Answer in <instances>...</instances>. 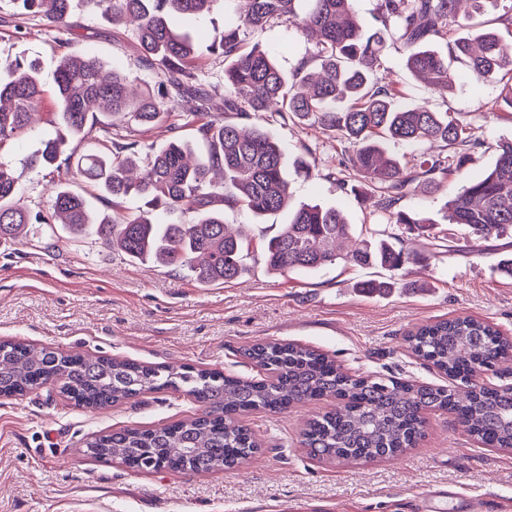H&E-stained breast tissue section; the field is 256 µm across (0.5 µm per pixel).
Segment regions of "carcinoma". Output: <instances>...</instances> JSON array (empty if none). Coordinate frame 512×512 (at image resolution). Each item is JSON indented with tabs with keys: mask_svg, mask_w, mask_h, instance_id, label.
<instances>
[{
	"mask_svg": "<svg viewBox=\"0 0 512 512\" xmlns=\"http://www.w3.org/2000/svg\"><path fill=\"white\" fill-rule=\"evenodd\" d=\"M20 18L37 17L63 29L69 24L70 0H13ZM95 13L125 19L133 27L143 67L157 71L159 81L139 92L129 78L106 70L95 56L60 58L55 77L54 109L67 133L76 138L104 117L111 122L154 125L164 106L176 95L204 104L210 91L191 71L202 55L185 35L174 33L175 15L204 16L218 0H83ZM248 10L236 14L222 38L205 47L228 61L224 68V111L245 115L268 113L271 120L311 121L334 130L352 145L345 166L361 180L358 196L369 202L388 224H426L428 220L397 208L412 189H440L448 175L465 166L468 151L478 145L469 128L446 112L426 107L402 108L388 86L369 82L382 65L385 36L394 33L408 51L410 72L434 87L448 82V65L465 63L466 72L488 78L512 75V40L493 31L448 40L451 31L473 26L474 14L500 0H470L471 12L459 15L461 0H378L371 27L352 9V0H308L298 17L300 0H247ZM273 20L298 22L304 33L317 34L311 58L299 63L289 77L277 56L259 45L243 49V36ZM448 43V54L431 47ZM44 90L36 63L24 57L0 59V145L18 139L41 109ZM207 153L187 161L191 148L173 142L157 153L141 154L129 146L117 152L91 153L71 164L65 140L44 142L29 160L32 167L65 169L114 198L136 197L143 206L118 220L99 217L86 199L60 183L48 207L29 209L12 172L0 164V244L27 236L31 224H60L72 237L94 236L101 244L135 262L187 268L201 286L229 282L250 270V242L229 230L224 212L211 206L210 172L224 169V206L256 218L288 209V161L263 126L242 129L233 123L206 122L198 127ZM429 144L439 152H423L411 166L385 157L383 142ZM190 215L187 222L159 224L154 211ZM446 218L471 237L488 239L512 231V141L498 146L492 168L462 186L446 203ZM352 225L342 212L318 204L288 213V223L264 245L267 267L278 273L317 272L340 260L359 266L400 270L418 254L399 246L400 239L359 241L351 253L337 251L351 237ZM409 347L421 360L449 377L467 383L477 368L507 360L512 342L490 324L456 317L423 325L408 336ZM0 395L22 396L45 385L83 408L102 409L161 389L184 391L204 406V415L149 428H131L94 436L87 454L97 461L117 460L139 467L142 449L154 451L157 464L175 471L206 472L232 469L258 443L241 416L258 409L279 414L299 402L328 395L345 398L343 409L310 421L305 444L314 453L347 458H382L415 445L422 426L421 411L446 408L470 435L490 448H512V391L475 386L460 402L443 388L385 378H353L326 354L297 343L266 342L247 352L273 377L253 381L212 369L144 365L35 347L0 340ZM197 448L188 456L184 449Z\"/></svg>",
	"mask_w": 512,
	"mask_h": 512,
	"instance_id": "carcinoma-1",
	"label": "carcinoma"
}]
</instances>
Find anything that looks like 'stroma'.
I'll return each mask as SVG.
<instances>
[{
	"mask_svg": "<svg viewBox=\"0 0 512 512\" xmlns=\"http://www.w3.org/2000/svg\"><path fill=\"white\" fill-rule=\"evenodd\" d=\"M234 18L217 0L211 12L175 24L204 46ZM70 27L59 30L38 19L15 34L10 0H0V58L24 54L40 64L45 87H53L61 54H95L105 65L154 84L156 72L139 63L131 26L89 12L71 0ZM247 44L276 52L285 73L310 57L313 45L295 26L272 23L251 32ZM375 80L395 87L404 107L425 105L457 117L478 145L461 173L449 175L433 194L408 193L399 206L433 221L429 235L385 225L383 217L339 180L348 178L343 144L335 133L291 119L267 123L289 160L307 157L311 176L289 174L291 207L318 203L341 210L354 226V240L399 235L407 249L428 250L430 239L464 237L461 225L444 218L450 195L493 166L497 146L512 141V108L501 104L499 76L476 79L461 64L448 69L449 86L435 90L406 67V51L387 37ZM215 94L210 117L240 122L223 109L224 58L208 54L194 68ZM200 106L182 99L169 103L168 116L154 125L120 124L111 132L94 128L73 140L76 155L103 151L107 141L136 143L153 152L170 142L190 143L206 152L196 128ZM50 105H43L19 140L0 148V162L12 166L18 187L35 210L46 208L54 191L47 171L26 167V158L53 136ZM286 215L266 217V230L239 210L224 221L253 239L249 274L238 280L197 287L187 272L128 260L95 238L42 234L0 247V338L36 346L127 359L150 365L192 366L260 378L245 349L263 341L311 346L336 360L353 376L396 378L445 386L447 377L423 364L407 348L416 326L458 316L490 323L512 338V273L501 270L512 258V235L466 239L462 251L429 250L427 260L403 270L360 267L344 262L311 273L279 274L267 269L262 235H274ZM388 282L370 293L366 281ZM339 401H305L280 414L255 411L244 422L260 447L238 467L206 474L159 470L136 473L84 453L87 437L126 427H150L200 414L190 396L171 390L149 393L104 409H85L47 386L26 395L0 398V512H411L415 499L439 487L450 495L442 512H487L512 503V449L489 448L471 437L445 410L423 414L416 447L374 461L317 460L304 444L306 422L340 409Z\"/></svg>",
	"mask_w": 512,
	"mask_h": 512,
	"instance_id": "1",
	"label": "stroma"
}]
</instances>
